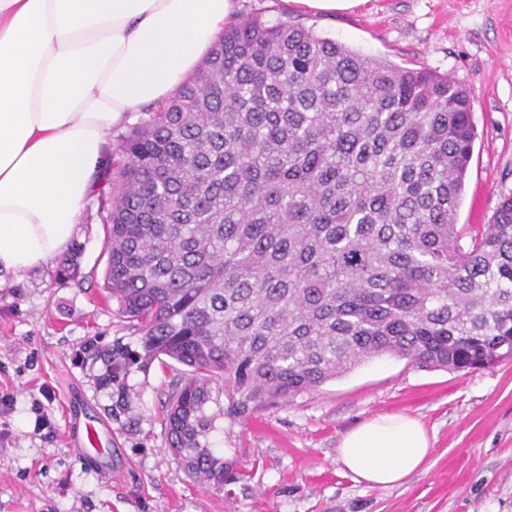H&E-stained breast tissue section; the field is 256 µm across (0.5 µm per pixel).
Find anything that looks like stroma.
I'll use <instances>...</instances> for the list:
<instances>
[{"mask_svg":"<svg viewBox=\"0 0 512 512\" xmlns=\"http://www.w3.org/2000/svg\"><path fill=\"white\" fill-rule=\"evenodd\" d=\"M237 12L289 19L369 57L453 76L473 97L477 138L458 223L487 224L512 193V0H368L360 12L314 15L281 0H236ZM97 203L82 214L81 283L50 262L0 273V512H512V360L471 374L390 355L246 422L218 419L216 444L234 460L223 490L187 477L165 447L164 405L185 366L131 368L129 410L112 407L83 362L102 336L138 339L104 290L107 253ZM107 419L112 450L70 448V399ZM417 418L429 459L402 486L356 482L338 460L343 436L377 415Z\"/></svg>","mask_w":512,"mask_h":512,"instance_id":"obj_1","label":"stroma"}]
</instances>
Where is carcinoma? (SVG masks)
Returning <instances> with one entry per match:
<instances>
[{
    "mask_svg": "<svg viewBox=\"0 0 512 512\" xmlns=\"http://www.w3.org/2000/svg\"><path fill=\"white\" fill-rule=\"evenodd\" d=\"M141 112L97 197L105 290L139 350L95 336L81 352L124 406L131 366L190 368L163 422L192 478L230 480L218 417L245 421L367 359L468 372L512 358V195L461 244L477 131L454 77L257 13Z\"/></svg>",
    "mask_w": 512,
    "mask_h": 512,
    "instance_id": "1",
    "label": "carcinoma"
}]
</instances>
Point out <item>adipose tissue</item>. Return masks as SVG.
<instances>
[{"label": "adipose tissue", "instance_id": "obj_1", "mask_svg": "<svg viewBox=\"0 0 512 512\" xmlns=\"http://www.w3.org/2000/svg\"><path fill=\"white\" fill-rule=\"evenodd\" d=\"M235 14L236 0H0V269L68 249L113 130L164 102ZM431 448L415 418L379 415L338 457L355 481L393 488Z\"/></svg>", "mask_w": 512, "mask_h": 512}]
</instances>
